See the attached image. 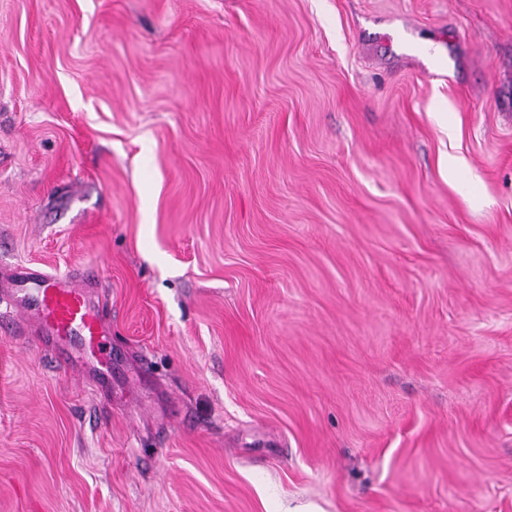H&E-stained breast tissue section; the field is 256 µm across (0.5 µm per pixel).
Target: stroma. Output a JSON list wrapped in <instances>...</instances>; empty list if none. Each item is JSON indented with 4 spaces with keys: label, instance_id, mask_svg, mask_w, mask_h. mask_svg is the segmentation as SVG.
<instances>
[{
    "label": "stroma",
    "instance_id": "stroma-1",
    "mask_svg": "<svg viewBox=\"0 0 512 512\" xmlns=\"http://www.w3.org/2000/svg\"><path fill=\"white\" fill-rule=\"evenodd\" d=\"M0 512H512V0H0ZM72 278L18 266L13 272L15 288L10 301L35 324L41 345L52 348L57 343L75 342L98 360L104 375L112 354L104 321L86 290L72 285Z\"/></svg>",
    "mask_w": 512,
    "mask_h": 512
}]
</instances>
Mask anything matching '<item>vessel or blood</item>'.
Segmentation results:
<instances>
[{"label":"vessel or blood","mask_w":512,"mask_h":512,"mask_svg":"<svg viewBox=\"0 0 512 512\" xmlns=\"http://www.w3.org/2000/svg\"><path fill=\"white\" fill-rule=\"evenodd\" d=\"M13 282L11 302L34 323L41 345L52 348L74 342L99 363L110 360L103 318L86 290L73 286L71 276L19 266L13 272Z\"/></svg>","instance_id":"obj_1"}]
</instances>
